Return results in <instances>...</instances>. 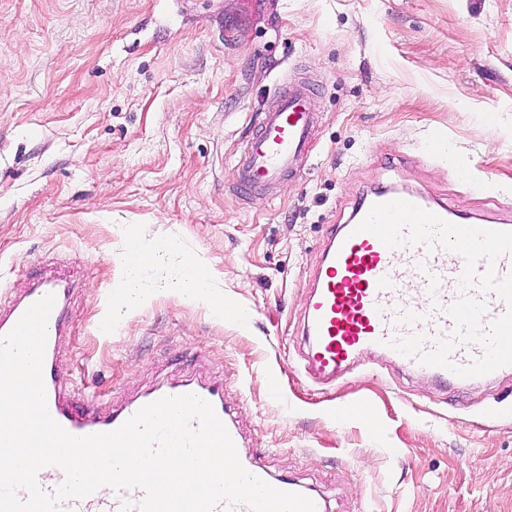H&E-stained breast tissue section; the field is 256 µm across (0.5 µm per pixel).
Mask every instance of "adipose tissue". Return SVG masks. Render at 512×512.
I'll list each match as a JSON object with an SVG mask.
<instances>
[{"label": "adipose tissue", "instance_id": "1", "mask_svg": "<svg viewBox=\"0 0 512 512\" xmlns=\"http://www.w3.org/2000/svg\"><path fill=\"white\" fill-rule=\"evenodd\" d=\"M130 250L119 291L102 320L104 329L126 324L134 312L162 295L206 305L222 320L235 318L236 306L216 288L201 260L183 257L177 240L154 244L135 237Z\"/></svg>", "mask_w": 512, "mask_h": 512}]
</instances>
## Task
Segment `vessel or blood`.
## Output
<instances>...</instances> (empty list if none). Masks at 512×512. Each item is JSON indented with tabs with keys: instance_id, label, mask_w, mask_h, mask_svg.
Returning <instances> with one entry per match:
<instances>
[{
	"instance_id": "1",
	"label": "vessel or blood",
	"mask_w": 512,
	"mask_h": 512,
	"mask_svg": "<svg viewBox=\"0 0 512 512\" xmlns=\"http://www.w3.org/2000/svg\"><path fill=\"white\" fill-rule=\"evenodd\" d=\"M310 92L299 86H283L264 114L257 130L245 141L236 167L239 191L277 185L299 173L308 157L316 118L309 109ZM405 200L441 219L461 226L480 227V220L463 217L438 202L418 195L384 189L364 198L348 223L331 232L314 274L312 291L305 302L303 351L307 373L330 384L358 367L362 352L379 353L407 373L436 381L468 385L442 367L421 364L390 342L413 333L423 337L420 349L429 352L439 340L450 338L453 321L448 307L460 296L464 263H448L447 249L422 244L390 248L374 234L358 231V224L373 205ZM75 293L70 272L43 263L29 288L0 296V335L7 334L25 311L46 295L55 304L47 323L43 380L47 407L52 418L67 432L87 436L116 430L143 406L165 396L194 394L208 401L227 428L234 444L242 437L224 406V385L213 381H175L161 385L120 406L104 411L84 388L67 387L58 378V344L71 322V300ZM142 490L121 492L103 487L83 499H71L63 512H120L123 500L140 501Z\"/></svg>"
}]
</instances>
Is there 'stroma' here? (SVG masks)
<instances>
[{"mask_svg":"<svg viewBox=\"0 0 512 512\" xmlns=\"http://www.w3.org/2000/svg\"><path fill=\"white\" fill-rule=\"evenodd\" d=\"M285 81L312 95L309 160L234 194ZM386 185L512 220V0H0V294L68 263L61 381L106 410L223 381L241 455L327 512H512V377L442 387L373 353L331 387L302 370L330 227ZM135 235L177 239L245 318L163 295L104 330Z\"/></svg>","mask_w":512,"mask_h":512,"instance_id":"1","label":"stroma"}]
</instances>
